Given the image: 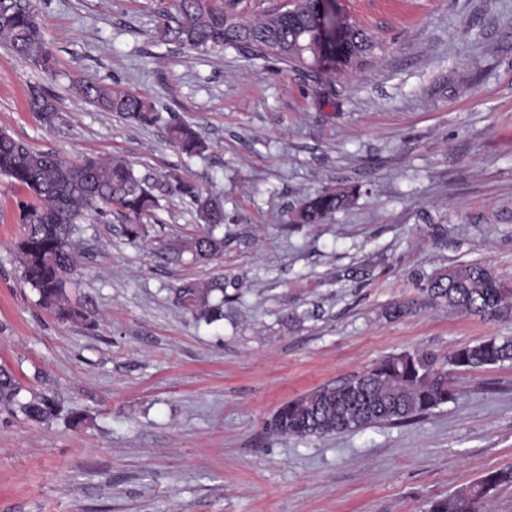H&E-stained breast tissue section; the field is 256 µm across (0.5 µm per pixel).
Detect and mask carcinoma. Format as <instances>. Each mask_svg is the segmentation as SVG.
<instances>
[{
  "instance_id": "cac0c4a2",
  "label": "carcinoma",
  "mask_w": 512,
  "mask_h": 512,
  "mask_svg": "<svg viewBox=\"0 0 512 512\" xmlns=\"http://www.w3.org/2000/svg\"><path fill=\"white\" fill-rule=\"evenodd\" d=\"M299 20L288 25V15L277 9L256 20H245L224 9V0H171L157 30L158 38L201 52L228 45L251 49L261 58L274 57L285 65L314 67L324 58L313 45L316 19L305 4ZM0 40L11 51L47 69L51 54L46 49L37 21L34 0H0ZM342 63L361 64L375 43L357 25L348 28ZM74 93L104 112L150 125L161 120L153 105L139 96L109 84L92 81L73 86ZM31 111L46 123L57 119L51 96L31 92ZM169 144L180 154L203 157L210 144L193 126L181 119L166 123ZM0 173L25 188L34 202L21 204L25 232L16 243L22 279L37 293L39 304L66 322L86 319L66 294V275L75 265L73 235L77 224L90 215L103 222L113 214L125 219L124 234L139 238L145 231L141 219L160 207V200L179 198L196 212L205 231L161 246L156 257L162 261L184 253L200 262H210L224 252V238L213 234L225 223L223 204L206 193L192 178L170 172L148 183L139 178L122 157L102 159L86 156L68 161L54 152L35 149L6 130H0ZM358 192L347 186L324 189L306 197L295 212L294 224H320L347 208ZM424 291L434 303L487 319L512 317V289L502 285L490 269L465 265L437 273L426 281ZM214 292L226 297L224 281L208 284L187 280L175 291L176 304L194 317L208 322L223 317L224 301L213 303ZM512 364V336H491L454 350L448 365L462 370H480ZM21 386L13 373L0 366V405L16 406L31 422L47 423L60 411L47 394H34L21 402ZM458 392L448 370L437 365L428 353L403 351L383 358L364 372L334 386L314 389L283 404L270 427L282 437L322 438L365 429L376 423L405 424L421 419L434 409L454 402ZM512 486V465L490 469L474 483L453 495L432 502L429 512H484L483 504L498 490Z\"/></svg>"
}]
</instances>
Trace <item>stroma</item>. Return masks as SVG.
Here are the masks:
<instances>
[{
	"instance_id": "obj_1",
	"label": "stroma",
	"mask_w": 512,
	"mask_h": 512,
	"mask_svg": "<svg viewBox=\"0 0 512 512\" xmlns=\"http://www.w3.org/2000/svg\"><path fill=\"white\" fill-rule=\"evenodd\" d=\"M52 73L0 44V128L69 161L121 156L150 179L178 172L219 197L224 253L163 263L152 250L198 232L163 202L144 237L85 219L66 291L85 321L38 303L13 244L27 193L0 175V365L21 399L55 397L38 425L0 408V512H428L512 464V365L459 372L457 402L407 424L285 438L284 402L402 351L446 361L512 336L429 304L428 276L491 268L512 288V0H336L378 48L330 74L246 49L200 54L156 37L169 0H35ZM95 79L152 103L135 125L78 98ZM55 98L44 123L32 87ZM208 139L186 158L170 115ZM359 196L320 224L290 213L315 191ZM446 233L436 236L435 225ZM237 283L214 323L174 302L183 281ZM412 304L391 318L390 307ZM85 414L72 427L70 411Z\"/></svg>"
}]
</instances>
